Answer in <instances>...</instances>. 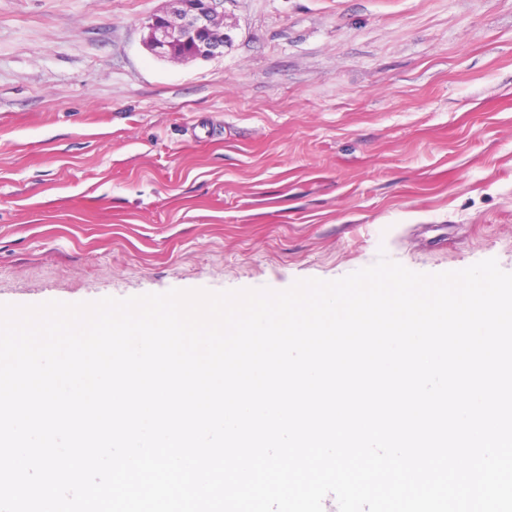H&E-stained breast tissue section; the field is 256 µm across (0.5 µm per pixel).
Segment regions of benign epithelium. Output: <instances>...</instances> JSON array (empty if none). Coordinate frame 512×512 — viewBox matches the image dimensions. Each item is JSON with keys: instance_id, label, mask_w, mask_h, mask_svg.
Listing matches in <instances>:
<instances>
[{"instance_id": "1", "label": "benign epithelium", "mask_w": 512, "mask_h": 512, "mask_svg": "<svg viewBox=\"0 0 512 512\" xmlns=\"http://www.w3.org/2000/svg\"><path fill=\"white\" fill-rule=\"evenodd\" d=\"M144 23L146 49L158 58L210 60L231 37L224 27V0H166Z\"/></svg>"}]
</instances>
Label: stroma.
<instances>
[{
	"label": "stroma",
	"instance_id": "1",
	"mask_svg": "<svg viewBox=\"0 0 512 512\" xmlns=\"http://www.w3.org/2000/svg\"><path fill=\"white\" fill-rule=\"evenodd\" d=\"M0 0V304L512 273V0ZM144 23L146 49L158 58L184 61L220 56L231 42L224 27V0H166Z\"/></svg>",
	"mask_w": 512,
	"mask_h": 512
}]
</instances>
